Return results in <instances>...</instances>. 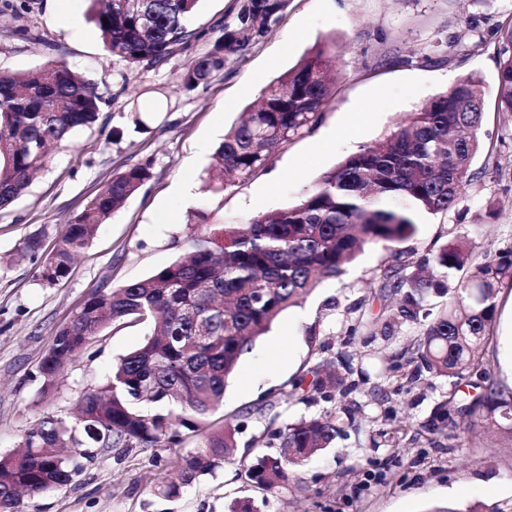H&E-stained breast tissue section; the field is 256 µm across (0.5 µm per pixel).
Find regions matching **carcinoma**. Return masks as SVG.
<instances>
[{
	"instance_id": "1",
	"label": "carcinoma",
	"mask_w": 512,
	"mask_h": 512,
	"mask_svg": "<svg viewBox=\"0 0 512 512\" xmlns=\"http://www.w3.org/2000/svg\"><path fill=\"white\" fill-rule=\"evenodd\" d=\"M89 20L104 48L130 65H162L180 47L206 37L190 26L200 0H89ZM289 0H235L212 47L180 75L191 91L224 72L227 58L260 43L284 17ZM27 0H0V23L15 25ZM501 44L496 105L512 117V22L498 26ZM336 75L328 45L269 83L259 103L218 145L207 190H230L264 171L272 155L317 122L331 99ZM107 97L83 72L62 61L24 72L0 71V209L16 201L32 176L49 163V147L66 148L73 133L97 122ZM485 88L473 74L411 113L387 138L344 157L324 172L293 206L256 214L248 224H224L198 235L181 258L148 277L96 289L59 328L38 365L47 388L103 328L127 318L149 334L121 357L107 383L85 394L81 432L52 417L31 427L20 450L0 454V512H17L20 494L73 483L94 448H170L202 435L197 451L178 462L179 481L153 492L177 498L199 476L231 462L239 426H213L210 415L241 355L290 307L322 280L338 278L365 246L412 238L419 216L451 210L481 148ZM152 177L151 163L130 166L101 188L64 225L39 267L47 285L65 279L75 256L101 225ZM385 287L397 299V319L422 327L416 345L419 371L459 378L475 372V405L500 433L512 437V394L483 368L482 346L495 315L496 287L512 281V249L474 255L463 236L430 249L410 273L390 266ZM444 298L438 311L430 302ZM344 385L324 361L310 382L318 393ZM340 433L330 409L273 432L275 451L246 470L255 487L286 489L289 471L332 447ZM442 512H512V499Z\"/></svg>"
}]
</instances>
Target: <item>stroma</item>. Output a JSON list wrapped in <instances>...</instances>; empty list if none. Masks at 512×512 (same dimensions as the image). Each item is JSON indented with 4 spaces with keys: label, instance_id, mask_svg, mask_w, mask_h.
Masks as SVG:
<instances>
[{
    "label": "stroma",
    "instance_id": "stroma-1",
    "mask_svg": "<svg viewBox=\"0 0 512 512\" xmlns=\"http://www.w3.org/2000/svg\"><path fill=\"white\" fill-rule=\"evenodd\" d=\"M32 5L21 20L28 37L0 31V69L62 60L108 87L112 100L95 125L54 152L23 196L0 210V453L17 448L42 418L72 420L83 395L143 341V325L107 327L56 388L43 393L41 357L96 288L149 276L212 225L244 224L296 204L324 171L386 138L408 113L468 74L481 78L486 91L482 150L456 206L422 216L417 234L399 244L400 259L416 264L427 249L459 236L479 254L512 248V121L493 109L500 49L493 30L512 21V0H290L262 42L189 93L178 78L212 38L178 50L162 66H130L104 51L86 0ZM325 41L340 77L318 121L275 154L269 171L225 192L207 191L212 154L225 131L265 85ZM153 102L159 111H149ZM138 119L146 131L135 132ZM146 161L152 177L101 227L68 278L41 284L39 259L20 253L24 242L37 236L51 249L62 225L114 174ZM394 260L383 247L366 248L342 276L283 312L241 356L212 416L240 427L233 463L168 500L150 489L175 476L199 438L173 448H101L83 460L75 484L24 496L19 512H427L452 500L511 499L512 441L484 422L466 428L470 415L482 413L472 378L418 372L411 350L417 325L395 326L386 336L349 332L361 320H389L383 272ZM495 304L483 364L511 392L504 338L512 333V284L499 286ZM340 355L348 365L346 385L333 399L313 392L298 402L285 395L284 383ZM329 409L342 433L301 467L299 487L278 495L248 481L246 469L266 451V432Z\"/></svg>",
    "mask_w": 512,
    "mask_h": 512
}]
</instances>
